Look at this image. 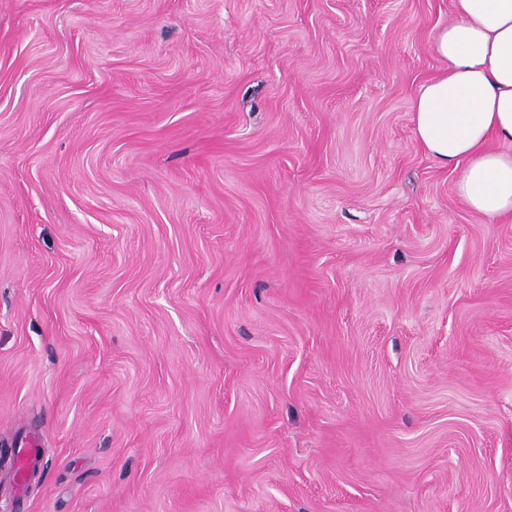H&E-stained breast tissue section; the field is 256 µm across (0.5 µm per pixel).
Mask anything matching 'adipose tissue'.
<instances>
[{
	"mask_svg": "<svg viewBox=\"0 0 512 512\" xmlns=\"http://www.w3.org/2000/svg\"><path fill=\"white\" fill-rule=\"evenodd\" d=\"M433 37L442 68L413 100L417 142L452 169L454 192L492 222H512V0H453Z\"/></svg>",
	"mask_w": 512,
	"mask_h": 512,
	"instance_id": "ef3b65f1",
	"label": "adipose tissue"
}]
</instances>
